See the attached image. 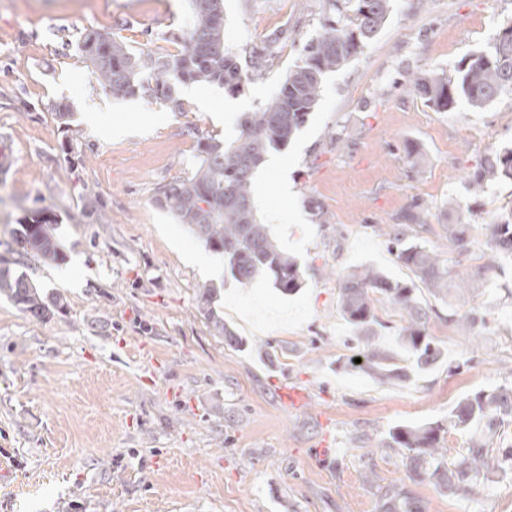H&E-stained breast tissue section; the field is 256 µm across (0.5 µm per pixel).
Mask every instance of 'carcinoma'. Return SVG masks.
<instances>
[{
	"label": "carcinoma",
	"instance_id": "carcinoma-1",
	"mask_svg": "<svg viewBox=\"0 0 512 512\" xmlns=\"http://www.w3.org/2000/svg\"><path fill=\"white\" fill-rule=\"evenodd\" d=\"M337 19L326 20L319 34L304 47L300 63L288 73L277 95L246 116L239 137L226 144L209 138L200 145L194 173L164 185L157 205L193 234L210 251L224 257V268L240 284L259 277L272 280L285 295L298 292L304 283L296 258L280 250L268 225L259 222L252 200V179L272 149L288 145L318 104L325 78L343 68L372 40L390 13V0H330ZM189 22L181 30L179 50L172 54L136 53L113 30L87 28L80 36L83 61L95 74L103 90L114 99L147 98L184 111L177 96L178 86L187 83L213 85L233 92L265 67L266 53H254L251 73L240 67L235 54L225 44L224 0H189ZM412 91L438 112H452L459 101L481 110L504 93H512V33L500 34L486 50L465 56L455 73L431 72L417 79ZM512 180V148L485 156L471 174V184L480 193L493 181ZM429 214L414 205L402 216V223L388 232L391 248L425 287L439 291L448 287V262L418 239L408 237L411 225L428 223ZM57 218L47 208L33 210L12 230L13 241L21 249L53 261L58 256L53 231ZM448 241L464 253L472 244L470 225L457 219L446 224ZM490 266L503 268L512 260V208L493 222L490 239ZM218 289L203 286L199 292L204 316L215 334L234 347L245 341L234 334L211 307ZM406 313L407 325L398 333L397 347L405 366L396 363L397 354L366 348L358 354L360 368L379 378H409L438 361L442 352L426 333L429 311L418 305L415 285L393 281L372 266L364 265L348 275L340 285L339 304L348 322L363 334L372 333L378 323L376 295ZM0 297L30 316L43 320L66 309L62 296L47 295L25 274L0 267ZM512 416V390L481 392L459 402L440 421L418 425H398L390 436L407 459L426 465L425 473L450 494L469 492L478 479L499 463L483 439L475 435L458 453L452 467L443 468L438 453L439 433L444 427L469 433L479 427L493 429L502 416ZM386 512H424L401 487L388 494Z\"/></svg>",
	"mask_w": 512,
	"mask_h": 512
}]
</instances>
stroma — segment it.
<instances>
[{"label":"stroma","mask_w":512,"mask_h":512,"mask_svg":"<svg viewBox=\"0 0 512 512\" xmlns=\"http://www.w3.org/2000/svg\"><path fill=\"white\" fill-rule=\"evenodd\" d=\"M332 14L329 0H224L225 42L241 67L275 39L265 71L235 93L177 90L185 109L114 100L81 57L88 27L124 21L134 48L175 51L188 0H45L26 15L0 6V257L28 209L58 217L60 258L30 255L17 272L67 309L41 321L0 298V512H383L402 486L425 512H512V479L488 474L448 495L413 476L390 431L447 421L469 394L512 387V271L489 272L490 223L512 207V181L474 193L464 179L491 151L512 147V94L476 111L430 108L412 82L453 70L512 23V0H392L378 35L329 74L318 105L287 146L288 171L266 176L254 204L278 246L304 271L285 295L265 279L216 283L234 348L200 314L208 278L185 261L205 246L156 204L191 175L200 141L227 143L243 114L279 91L303 44ZM67 103L71 126L50 103ZM135 126L106 140L87 120ZM78 130L74 150L64 145ZM426 156L412 169L409 146ZM99 201L97 212L83 209ZM322 203L316 217L311 201ZM429 211L421 238L447 258L448 290L415 287L443 356L407 380L353 363L366 347L395 350L405 315L376 305L362 335L339 307L346 275L367 264L413 282L386 232L413 204ZM473 243L453 251L443 226L456 214ZM306 398L284 402L281 388Z\"/></svg>","instance_id":"stroma-1"}]
</instances>
